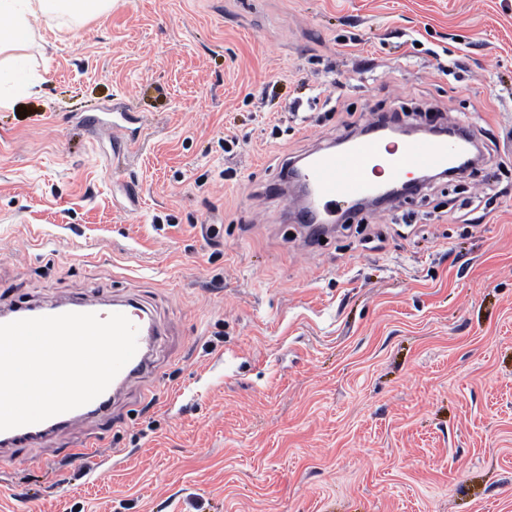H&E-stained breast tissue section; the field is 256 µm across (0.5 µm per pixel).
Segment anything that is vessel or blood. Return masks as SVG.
Wrapping results in <instances>:
<instances>
[{"instance_id":"1","label":"vessel or blood","mask_w":512,"mask_h":512,"mask_svg":"<svg viewBox=\"0 0 512 512\" xmlns=\"http://www.w3.org/2000/svg\"><path fill=\"white\" fill-rule=\"evenodd\" d=\"M136 121V115L131 112L112 115V137L122 150H129L135 143L130 126ZM458 150V142L444 138L409 140L394 148L386 144L383 136L374 133L349 140L342 150L314 156L305 166L303 177L313 191L315 203L300 211L302 221L310 226L311 239L321 237L328 222L341 219L355 211L360 202L373 197L382 183L402 182L409 174L422 169H448L455 164ZM68 312L94 313L103 319L113 313L124 314L138 329L135 355L97 398L40 423L0 431L1 445L31 448L60 429L79 425L89 416L111 421L113 397L131 380L150 370L151 345L159 329L147 311L128 300L61 302L48 308L10 305L0 308V323Z\"/></svg>"}]
</instances>
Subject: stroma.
Listing matches in <instances>:
<instances>
[{
  "label": "stroma",
  "mask_w": 512,
  "mask_h": 512,
  "mask_svg": "<svg viewBox=\"0 0 512 512\" xmlns=\"http://www.w3.org/2000/svg\"><path fill=\"white\" fill-rule=\"evenodd\" d=\"M28 56L0 303L95 290L164 334L111 425L0 447V512H512V0H118ZM382 114L493 141L306 249L268 188ZM137 116L133 112L112 113V139L123 150L122 155L134 145L135 140L131 134L129 124L138 123Z\"/></svg>",
  "instance_id": "1"
}]
</instances>
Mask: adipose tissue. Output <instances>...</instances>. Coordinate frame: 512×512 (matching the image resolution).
Listing matches in <instances>:
<instances>
[{
	"instance_id": "obj_1",
	"label": "adipose tissue",
	"mask_w": 512,
	"mask_h": 512,
	"mask_svg": "<svg viewBox=\"0 0 512 512\" xmlns=\"http://www.w3.org/2000/svg\"><path fill=\"white\" fill-rule=\"evenodd\" d=\"M117 0H0V18L10 27L0 31V74L8 73L11 92L0 91V108L10 107L18 97L34 95L41 84L27 65L25 50L33 27L46 18H64L71 23L111 12Z\"/></svg>"
}]
</instances>
